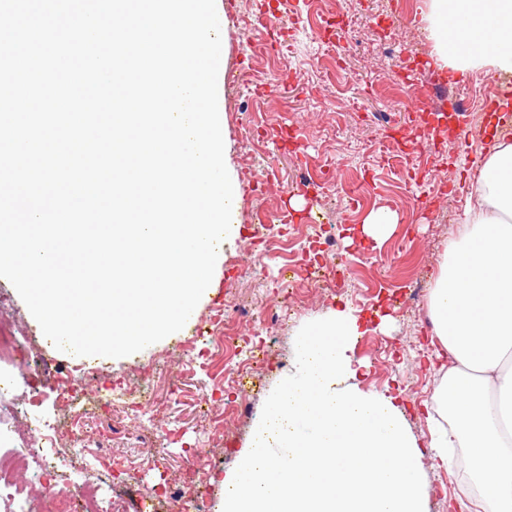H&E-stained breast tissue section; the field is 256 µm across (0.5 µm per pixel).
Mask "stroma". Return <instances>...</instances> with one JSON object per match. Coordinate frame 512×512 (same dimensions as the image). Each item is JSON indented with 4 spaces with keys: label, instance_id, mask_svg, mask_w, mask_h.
<instances>
[{
    "label": "stroma",
    "instance_id": "35a3bbf8",
    "mask_svg": "<svg viewBox=\"0 0 512 512\" xmlns=\"http://www.w3.org/2000/svg\"><path fill=\"white\" fill-rule=\"evenodd\" d=\"M429 4L430 0H221L226 57L222 134L226 162L241 186V229L234 246L225 248L193 324L122 358L66 357L43 335L12 284L0 278V292L10 298L0 319L20 326L37 353L74 376L86 401L96 405L94 426L112 427L111 406L95 402L101 385L112 376L124 377L132 386L147 384L153 397L167 404L165 413L155 419L158 429L173 433L164 460H155L152 446L115 439L109 448L111 467L67 469L62 474L66 482H93L116 493L133 490L148 498L150 512H171L174 490H183L188 500L199 490L206 512H217L224 474L235 468L271 393L292 369L300 333L330 308L345 305L361 315L368 328L351 351L366 365L359 387L365 392L386 390L396 397L420 446L429 512H448V499L454 495L463 498L469 512H483L466 471L436 468L431 459L427 406L440 375L423 364L435 351L425 342L433 334L427 326V305L413 303L409 296L411 289L426 293L433 288L445 249L462 230L465 194H440V183L470 182L472 160L485 145L494 118L478 113L474 123L481 133L470 136L465 148L455 126L432 132L410 129L414 150L407 156L386 134L387 120L402 122L408 115L400 110L403 92L383 84L382 76L398 66L407 78H416L423 63L435 58ZM335 18L352 23V43L334 46L328 22ZM272 79L278 87L269 94L262 86ZM443 81L448 91L435 107L448 113L461 94H493L512 83V73L476 67L444 76ZM296 197L303 198L304 209L292 207ZM381 206L400 216L394 234L379 245L348 243L350 229ZM261 211L273 224H305L313 241L335 234L336 250L323 252L322 260L346 270L336 293L311 286L298 293L294 307L285 287L309 277V269L273 257L244 265ZM241 300L256 314L239 320L238 335L253 340L265 335L259 318L265 309L282 311L284 317L269 359L256 365L242 389L228 388L212 399V412L221 421L209 428L210 438L204 443L196 428L203 412L200 399L210 375L223 370L224 355L215 353L204 367L192 370L169 358L168 350L210 328L224 302ZM382 314L394 320L386 333L375 328L374 320ZM175 380L181 391L173 396L169 389ZM241 392L248 401L246 409L225 416V405ZM197 452L207 454L214 465L195 481L185 470L188 458Z\"/></svg>",
    "mask_w": 512,
    "mask_h": 512
}]
</instances>
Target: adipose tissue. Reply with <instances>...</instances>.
<instances>
[{
	"label": "adipose tissue",
	"instance_id": "adipose-tissue-1",
	"mask_svg": "<svg viewBox=\"0 0 512 512\" xmlns=\"http://www.w3.org/2000/svg\"><path fill=\"white\" fill-rule=\"evenodd\" d=\"M429 20L439 68L512 73V0H431ZM473 167L463 231L428 297L444 361L433 402L451 420L433 424L430 446L439 465L464 462L485 512H512V142L493 137ZM362 326L342 307L305 327L218 512H428L401 410L358 387L364 364L350 351Z\"/></svg>",
	"mask_w": 512,
	"mask_h": 512
}]
</instances>
